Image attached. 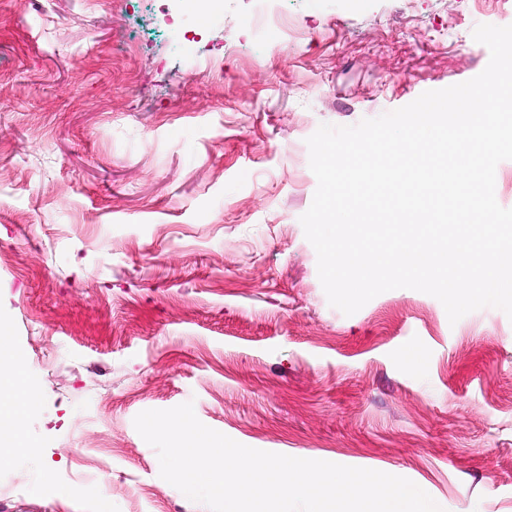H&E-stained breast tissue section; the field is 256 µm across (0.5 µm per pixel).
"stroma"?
Listing matches in <instances>:
<instances>
[{
	"label": "stroma",
	"mask_w": 512,
	"mask_h": 512,
	"mask_svg": "<svg viewBox=\"0 0 512 512\" xmlns=\"http://www.w3.org/2000/svg\"><path fill=\"white\" fill-rule=\"evenodd\" d=\"M175 7L0 0V324L38 393L0 512H209L134 427L189 401L245 446L512 512V319L411 289L344 315L300 223L319 125L477 76L512 0H278L260 48L251 0L190 48Z\"/></svg>",
	"instance_id": "stroma-1"
}]
</instances>
